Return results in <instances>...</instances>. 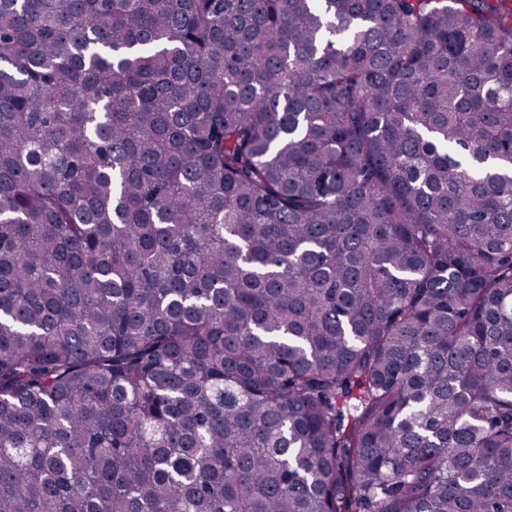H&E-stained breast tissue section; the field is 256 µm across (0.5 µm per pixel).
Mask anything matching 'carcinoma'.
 Instances as JSON below:
<instances>
[{
	"mask_svg": "<svg viewBox=\"0 0 512 512\" xmlns=\"http://www.w3.org/2000/svg\"><path fill=\"white\" fill-rule=\"evenodd\" d=\"M0 512H512V9L0 0Z\"/></svg>",
	"mask_w": 512,
	"mask_h": 512,
	"instance_id": "1",
	"label": "carcinoma"
}]
</instances>
